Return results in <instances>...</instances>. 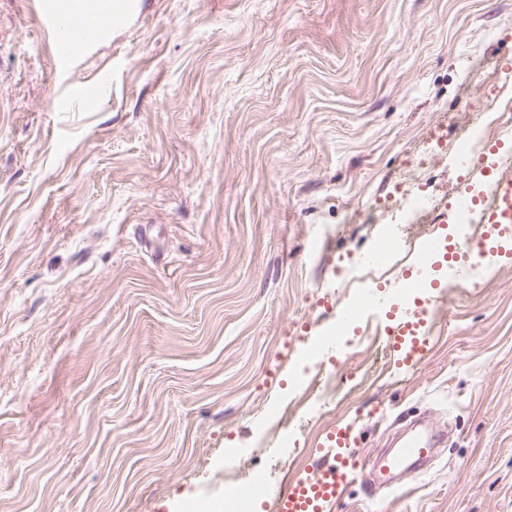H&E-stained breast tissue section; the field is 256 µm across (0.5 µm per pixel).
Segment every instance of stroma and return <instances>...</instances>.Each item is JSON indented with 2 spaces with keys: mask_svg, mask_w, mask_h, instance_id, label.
Returning a JSON list of instances; mask_svg holds the SVG:
<instances>
[{
  "mask_svg": "<svg viewBox=\"0 0 512 512\" xmlns=\"http://www.w3.org/2000/svg\"><path fill=\"white\" fill-rule=\"evenodd\" d=\"M30 2L0 0V512H211L336 421L374 459L420 413L448 434L428 470L335 512H512V257L450 290L447 209L378 218L429 137L421 183H476L454 146L475 100L512 104V0H139L64 112ZM388 229L434 231L440 313L417 369L362 379L392 321L345 271ZM343 310L336 398L300 403Z\"/></svg>",
  "mask_w": 512,
  "mask_h": 512,
  "instance_id": "stroma-1",
  "label": "stroma"
}]
</instances>
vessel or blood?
Wrapping results in <instances>:
<instances>
[{
    "label": "vessel or blood",
    "mask_w": 512,
    "mask_h": 512,
    "mask_svg": "<svg viewBox=\"0 0 512 512\" xmlns=\"http://www.w3.org/2000/svg\"><path fill=\"white\" fill-rule=\"evenodd\" d=\"M137 8L136 0H36L35 14L40 29L52 46L53 74L59 83H67L78 59L94 44L105 40L113 26L123 23ZM505 163L499 153L484 154L480 171L484 177L482 197L473 200L467 190H460L455 210L470 213L483 228L479 237L462 241L463 261L457 282L469 284L478 273L487 252L500 240L512 235V177L499 175ZM432 306L409 310L404 322L390 338V347L400 361L415 367L427 356L430 339L425 324ZM355 438L347 426L327 430L318 445L322 456L312 469L306 470L289 485L274 483L267 497L276 512H334L346 487L361 477L364 458L352 451ZM434 455L430 437L416 435L391 457L390 468L406 463H423Z\"/></svg>",
    "instance_id": "b4317fda"
}]
</instances>
